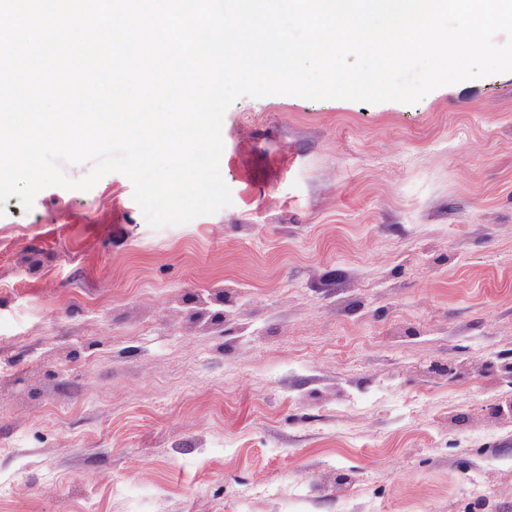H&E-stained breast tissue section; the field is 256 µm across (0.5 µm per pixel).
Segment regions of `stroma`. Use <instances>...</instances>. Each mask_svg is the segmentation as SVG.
Segmentation results:
<instances>
[{
    "label": "stroma",
    "instance_id": "35a3bbf8",
    "mask_svg": "<svg viewBox=\"0 0 512 512\" xmlns=\"http://www.w3.org/2000/svg\"><path fill=\"white\" fill-rule=\"evenodd\" d=\"M232 203L0 215V512H512V72L243 96Z\"/></svg>",
    "mask_w": 512,
    "mask_h": 512
}]
</instances>
